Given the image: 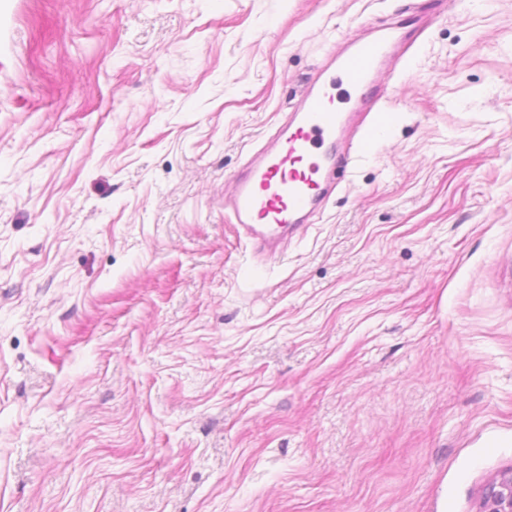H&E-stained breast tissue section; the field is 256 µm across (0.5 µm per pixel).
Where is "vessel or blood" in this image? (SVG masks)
Masks as SVG:
<instances>
[{
    "label": "vessel or blood",
    "mask_w": 512,
    "mask_h": 512,
    "mask_svg": "<svg viewBox=\"0 0 512 512\" xmlns=\"http://www.w3.org/2000/svg\"><path fill=\"white\" fill-rule=\"evenodd\" d=\"M391 37L352 45L339 58V82L357 93L363 112H384L386 87L375 76L389 55ZM336 83H317L302 99L270 144L247 161L224 194V212L252 246L255 255L284 252L290 235L316 204L338 168L366 145L362 133L346 134V118L336 108Z\"/></svg>",
    "instance_id": "b4317fda"
}]
</instances>
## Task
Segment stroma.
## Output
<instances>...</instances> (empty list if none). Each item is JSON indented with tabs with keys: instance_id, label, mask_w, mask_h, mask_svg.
I'll list each match as a JSON object with an SVG mask.
<instances>
[{
	"instance_id": "obj_1",
	"label": "stroma",
	"mask_w": 512,
	"mask_h": 512,
	"mask_svg": "<svg viewBox=\"0 0 512 512\" xmlns=\"http://www.w3.org/2000/svg\"><path fill=\"white\" fill-rule=\"evenodd\" d=\"M429 24L257 263L224 189ZM512 471V0H0V512H478ZM392 39L388 31L383 38L353 44L339 57V81L358 93L357 103L367 116L387 112L383 103L388 98V87L378 85L375 75L389 56Z\"/></svg>"
}]
</instances>
